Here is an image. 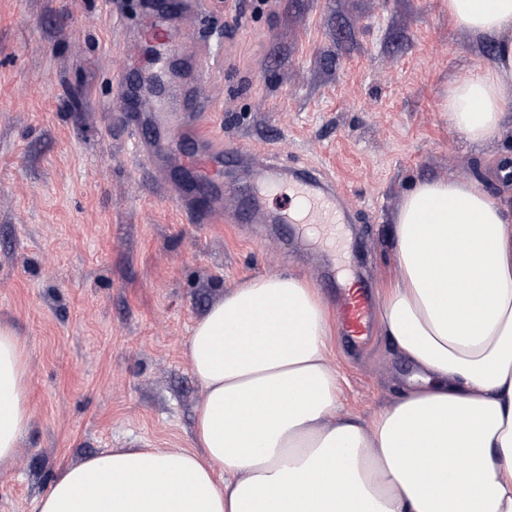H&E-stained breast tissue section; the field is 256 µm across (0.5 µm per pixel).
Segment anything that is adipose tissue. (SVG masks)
<instances>
[{"label":"adipose tissue","instance_id":"ef3b65f1","mask_svg":"<svg viewBox=\"0 0 512 512\" xmlns=\"http://www.w3.org/2000/svg\"><path fill=\"white\" fill-rule=\"evenodd\" d=\"M496 49L438 109L473 144L512 110V0H447ZM382 332L416 383L371 420L344 412L331 315L304 278L225 292L185 344L201 386L188 448H113L62 468L36 512H512V182L417 181L392 215ZM27 355L0 324V464L33 407Z\"/></svg>","mask_w":512,"mask_h":512}]
</instances>
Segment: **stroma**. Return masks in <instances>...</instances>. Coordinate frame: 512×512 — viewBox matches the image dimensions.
I'll return each mask as SVG.
<instances>
[{
    "instance_id": "stroma-1",
    "label": "stroma",
    "mask_w": 512,
    "mask_h": 512,
    "mask_svg": "<svg viewBox=\"0 0 512 512\" xmlns=\"http://www.w3.org/2000/svg\"><path fill=\"white\" fill-rule=\"evenodd\" d=\"M239 3L210 0L169 28L178 57L208 73L202 126L334 177L353 218L337 249H299L262 222L186 223L145 181L121 118L123 80L152 69L133 49L157 17L143 0H0V321L26 346L34 407L0 465V512H35L60 467L104 449L189 447L201 388L184 344L226 291L296 274L332 308L335 283L361 275L381 303L404 192L512 160V131L476 145L437 110L449 83L494 60L449 23L446 0ZM329 345L343 407L364 418L414 373L377 326L363 346L336 330Z\"/></svg>"
}]
</instances>
